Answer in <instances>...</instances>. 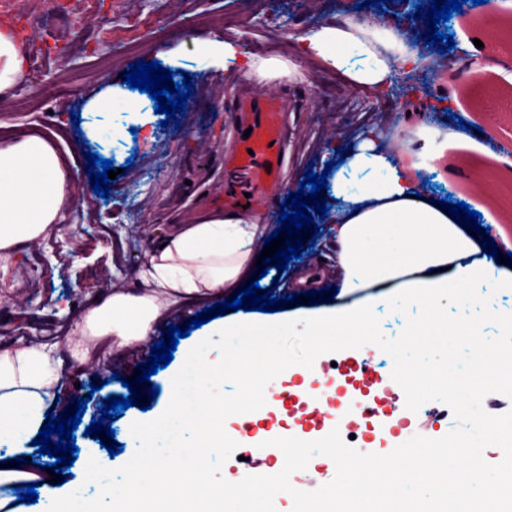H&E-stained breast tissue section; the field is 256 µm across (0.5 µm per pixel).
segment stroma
<instances>
[{"instance_id": "1", "label": "stroma", "mask_w": 512, "mask_h": 512, "mask_svg": "<svg viewBox=\"0 0 512 512\" xmlns=\"http://www.w3.org/2000/svg\"><path fill=\"white\" fill-rule=\"evenodd\" d=\"M19 5L32 22L23 39L29 71L46 82L63 81L69 92L32 106L23 99L24 87H17L13 97L0 102V126L13 139L49 138L86 197L64 211L55 233L14 252H0V351L24 344L55 347L66 379L57 386L53 414L74 407L97 383L102 396L128 395L126 381L145 366L167 328L186 325L197 312L213 306L210 298L183 299L155 324L148 338L105 351L99 362L114 376L109 384H102L103 374L88 370L78 352L86 309L111 295V283L135 289L157 240L171 225L189 223L212 208L214 197L223 193L224 163L235 151L229 122L240 101L250 95L280 98L290 142L280 185L259 194L254 205L260 217L279 214L305 172L322 173L324 156L350 148L352 134L373 126L381 114H399L400 136L407 139L421 124L427 105L438 99L444 100L447 112L436 115L430 129L438 132L463 121L471 126L470 140L449 146L440 164L444 179L428 181V188L488 207L496 206L500 196L512 198V181L499 178L495 161L500 145L512 142V111L490 107L493 100L512 93V41L507 38L512 9L501 20L503 38L476 54L467 46L484 19L483 6L466 5L440 24L441 32L452 35L456 55L466 65L438 68L428 77L419 102L410 107L396 87L377 91L355 86L342 73L301 56L294 40L299 32L341 16L367 20L383 12L403 13L401 0H383L378 7H361L357 0H266L262 5L256 0H100L99 13L91 16L85 13L84 0H19ZM162 28L171 34L160 40L155 32ZM213 41L232 44L242 58L291 61L300 74L268 79L252 70L225 69L222 56L205 49ZM142 60L174 70L177 83L191 76L183 116L162 122L148 93L123 84L130 65ZM474 69L480 70V79L471 78ZM108 88L135 103V110L89 111L88 102ZM115 127L122 130V138H111ZM88 152L112 160L121 170L109 182V198L93 191L85 170ZM200 154L207 157V165H197ZM300 238L306 244L301 258L290 260L282 272L269 268L260 279V287L269 289L271 296L294 294L297 278L318 264L327 271L323 286L335 288L328 236L314 239L304 232ZM171 372V367L159 368L133 390L142 395L149 387H159L150 409L132 406L113 420L115 440L122 445L117 455H109L99 440L87 435L94 412L86 410L75 431L78 450L67 470L68 482H85L86 456H95L109 469L127 462L129 429L154 418L168 403L164 387ZM376 376L371 389L375 413L367 423L376 427L377 440L391 443L417 434L438 439L447 434L448 406L430 401L401 435H394L382 421L402 418L405 395L389 386L386 370L377 369ZM277 386L281 410L259 419L258 430L313 428L312 414L298 401L299 374L281 373Z\"/></svg>"}]
</instances>
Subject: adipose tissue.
<instances>
[{
  "instance_id": "adipose-tissue-1",
  "label": "adipose tissue",
  "mask_w": 512,
  "mask_h": 512,
  "mask_svg": "<svg viewBox=\"0 0 512 512\" xmlns=\"http://www.w3.org/2000/svg\"><path fill=\"white\" fill-rule=\"evenodd\" d=\"M300 51L355 85L382 89L399 68L431 64L419 37L395 30L388 20L344 17L298 36ZM27 55L8 24H0V99L8 98L25 76ZM461 128L433 135L423 125L412 138L372 127L358 134L347 156H333L323 196L340 295L357 294L352 304L325 307L273 323L241 315L232 326L216 325L172 375L171 401L157 420L130 430L136 449L130 474L109 481L115 512L152 496L165 482L166 459L182 456L189 431L209 433L212 387L224 372V344L248 338L255 354L274 353L289 365L308 362L314 337L347 341L367 337L384 343L376 313L390 300L405 319L428 323L433 335L448 333V308L461 289H469L465 318L489 317L500 336H512V307L498 306L512 296V264L499 256L512 251L501 237L498 256L484 253L467 226L457 224L445 206L430 203L424 177L437 173L449 142L466 138ZM421 149L412 163L401 154ZM75 195L74 181L56 147L46 138L27 136L0 144V251L12 252L51 231ZM267 227L255 214L216 211L191 224L172 226L150 254L138 292H113L90 308L83 333L112 337L127 346L150 336L168 308L186 297L213 296L247 281ZM59 381L50 351L23 346L0 352V483L31 479L21 457L44 423L46 400ZM39 512H97L82 485L40 483Z\"/></svg>"
}]
</instances>
